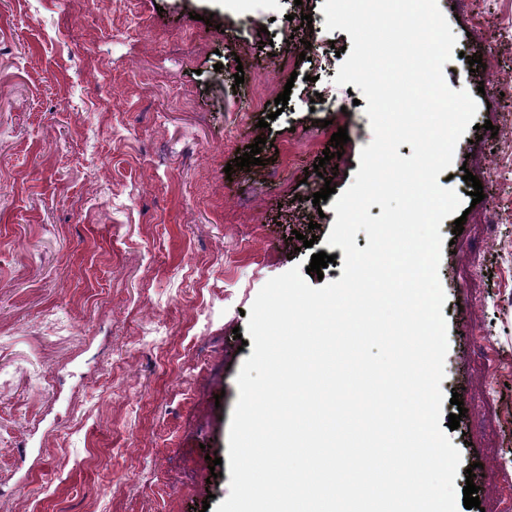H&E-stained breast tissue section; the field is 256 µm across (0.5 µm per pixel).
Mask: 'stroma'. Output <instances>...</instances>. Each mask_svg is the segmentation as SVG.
Listing matches in <instances>:
<instances>
[{
    "instance_id": "35a3bbf8",
    "label": "stroma",
    "mask_w": 512,
    "mask_h": 512,
    "mask_svg": "<svg viewBox=\"0 0 512 512\" xmlns=\"http://www.w3.org/2000/svg\"><path fill=\"white\" fill-rule=\"evenodd\" d=\"M458 2L438 0L456 36L444 77L478 111L448 182L471 211L462 234L453 217L440 226L441 389L460 399L442 412L466 411L448 433L456 490L475 472L482 508L504 512L512 164L494 182L486 168L498 137L512 138V90L477 86L512 75V0ZM323 3L0 0V512H201L227 498L236 377L253 352L233 331L269 279L313 254L335 262L306 274L312 287L341 278L344 252L326 244L336 213L311 197L347 189L372 140L361 90L335 82L352 40L325 29ZM309 43L321 53L308 61ZM312 76L335 105L312 101ZM341 127V158L313 173ZM260 136L261 164L232 167ZM315 220L300 248L291 231Z\"/></svg>"
}]
</instances>
